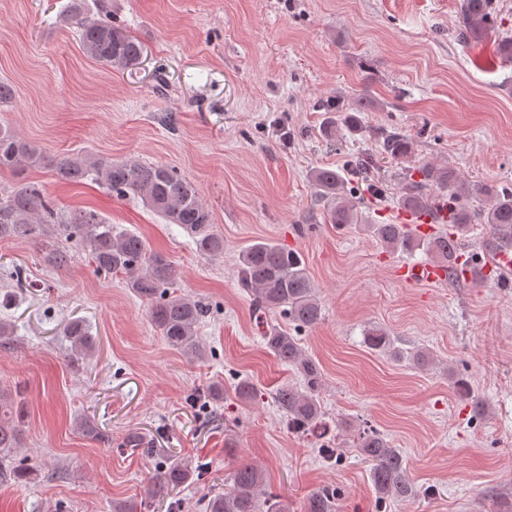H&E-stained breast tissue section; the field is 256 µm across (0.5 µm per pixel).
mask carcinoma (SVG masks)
<instances>
[{"label":"carcinoma","mask_w":512,"mask_h":512,"mask_svg":"<svg viewBox=\"0 0 512 512\" xmlns=\"http://www.w3.org/2000/svg\"><path fill=\"white\" fill-rule=\"evenodd\" d=\"M495 19L494 0H462L460 27L465 39L481 41L495 30ZM69 21L76 27L81 49L88 58L122 73L139 68L144 54L141 43L112 20L88 16L83 0H72ZM365 108L366 103L359 102L358 107L344 112L339 120L328 121V130L340 126L350 133L357 131L359 112ZM382 147L383 153L392 159H402L413 152V143L395 131L385 134ZM46 162L70 183L90 179L117 197H139L167 223L190 232L200 252L209 256L224 254V237L214 229L212 212L197 185L174 168L137 160L112 162L90 155H63L48 161L14 131L0 126V170ZM418 172L421 179L404 183L398 199L399 207L414 215L433 211L430 188L453 192L460 182L459 174L448 166L427 163ZM309 182L327 206L330 223L363 224L389 251L413 254L420 250L450 276H459L460 241L475 222L487 226L486 246H512V188L481 186L477 193L486 199V205L473 211L456 208L450 216L455 239L450 240L446 233L424 236L412 232L406 224L364 220L352 200L349 180L335 169L314 168L309 173ZM39 236L46 241L43 260L53 268L71 262L69 243L73 241L88 252L97 272L124 275L127 287L149 304L151 321L164 343L198 359L204 356L197 325L206 313L205 307L171 291L175 284L174 266L163 254L152 250L144 237L114 227L94 209H61L35 183L21 184L11 194L0 195V240ZM236 278L258 309L282 311L298 327L310 328L322 319L305 263L298 254L276 242L261 240L244 247L239 253ZM67 333L75 351L86 353L92 349L93 340L82 322L69 323ZM263 341L270 353L302 377L301 386H282L275 393V402L288 418V426L301 432L318 428L324 416L318 398L322 383L318 365L286 327L269 326ZM363 343L375 351H388L393 346L390 336L378 328L366 330ZM22 418L21 403L7 402L0 393V453L18 446ZM356 448L371 463V478L379 498L411 494L403 456L377 429L366 425L358 430ZM193 472L192 464L184 459L166 463L159 470L154 490L179 488L192 478ZM204 510L288 512V503L265 493L257 466L241 463L226 479L224 492L211 496ZM304 512H337L334 493L321 490L311 494Z\"/></svg>","instance_id":"cac0c4a2"}]
</instances>
